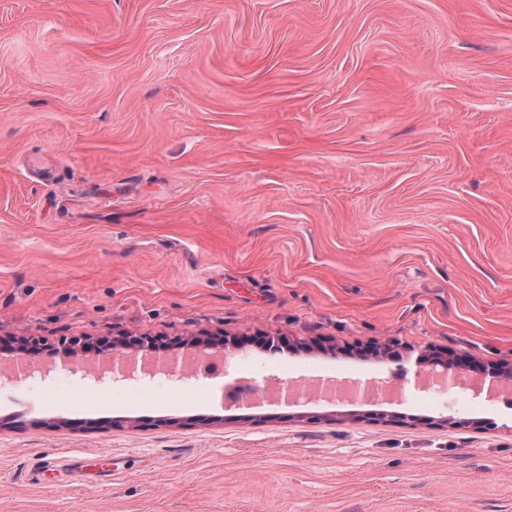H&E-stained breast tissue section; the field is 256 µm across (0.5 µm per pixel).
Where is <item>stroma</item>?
I'll use <instances>...</instances> for the list:
<instances>
[{
	"instance_id": "obj_1",
	"label": "stroma",
	"mask_w": 512,
	"mask_h": 512,
	"mask_svg": "<svg viewBox=\"0 0 512 512\" xmlns=\"http://www.w3.org/2000/svg\"><path fill=\"white\" fill-rule=\"evenodd\" d=\"M127 336L246 345L0 382V512H512V403L415 394L512 363V0H0V340ZM206 352H211V354H218V355H221L223 356V349L221 350H214L212 348H203V349H198V350H194L192 352V354L189 356V357H185L184 359H182L181 361L175 359L174 361H172V366L169 367L167 365V362H161L159 363L157 366H155L153 368L152 371H150L148 373V376H151L153 377V375L155 373H159V375H162V374H166L168 376L170 375H173L171 373H175V372H178L177 370L180 371L182 377L184 376H190L191 373L187 371L186 369V361L189 359V358H192V357H196V356H200V355H206L207 353ZM442 353L436 349L426 348L421 352L418 363L419 365L428 364L432 369L437 368L440 370V372H432L431 376L434 375L442 379H448L449 375H451L450 378L460 380L462 374H466L470 367L468 362L463 359H450L445 353L446 356L443 357Z\"/></svg>"
}]
</instances>
